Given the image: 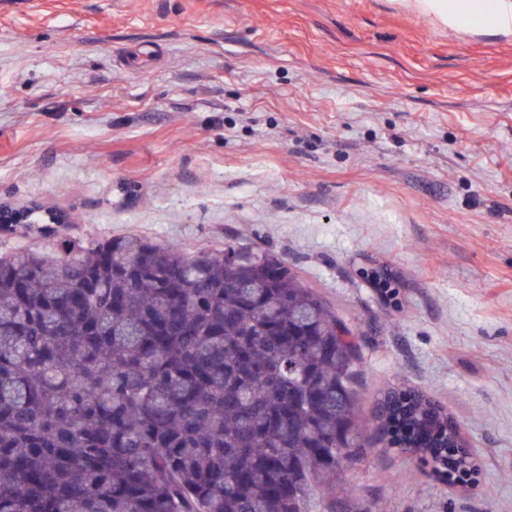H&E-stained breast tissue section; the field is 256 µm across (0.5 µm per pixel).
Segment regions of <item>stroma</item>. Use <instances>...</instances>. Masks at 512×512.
I'll return each mask as SVG.
<instances>
[{"label": "stroma", "mask_w": 512, "mask_h": 512, "mask_svg": "<svg viewBox=\"0 0 512 512\" xmlns=\"http://www.w3.org/2000/svg\"><path fill=\"white\" fill-rule=\"evenodd\" d=\"M0 256L139 236L274 251L429 392L476 475L373 441L336 512H512V35L407 0H0ZM66 216L61 212L31 206L19 209H7L0 205V223L31 227V224H65Z\"/></svg>", "instance_id": "1"}]
</instances>
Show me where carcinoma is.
Here are the masks:
<instances>
[{
  "label": "carcinoma",
  "instance_id": "obj_1",
  "mask_svg": "<svg viewBox=\"0 0 512 512\" xmlns=\"http://www.w3.org/2000/svg\"><path fill=\"white\" fill-rule=\"evenodd\" d=\"M361 349L278 254L140 237L0 257V512H312L365 447ZM388 448H452L429 395L377 404Z\"/></svg>",
  "mask_w": 512,
  "mask_h": 512
}]
</instances>
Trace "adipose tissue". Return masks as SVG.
I'll return each mask as SVG.
<instances>
[{
    "instance_id": "obj_1",
    "label": "adipose tissue",
    "mask_w": 512,
    "mask_h": 512,
    "mask_svg": "<svg viewBox=\"0 0 512 512\" xmlns=\"http://www.w3.org/2000/svg\"><path fill=\"white\" fill-rule=\"evenodd\" d=\"M418 7L434 14L442 24L457 27L469 16H488L493 33L512 34V6L502 0H416Z\"/></svg>"
}]
</instances>
